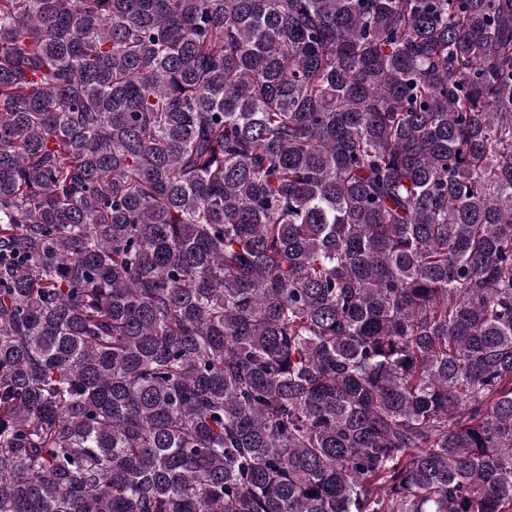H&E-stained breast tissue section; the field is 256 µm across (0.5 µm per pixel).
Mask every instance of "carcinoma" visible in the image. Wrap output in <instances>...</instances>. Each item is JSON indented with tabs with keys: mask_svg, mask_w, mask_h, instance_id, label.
<instances>
[{
	"mask_svg": "<svg viewBox=\"0 0 512 512\" xmlns=\"http://www.w3.org/2000/svg\"><path fill=\"white\" fill-rule=\"evenodd\" d=\"M0 512H512V0H0Z\"/></svg>",
	"mask_w": 512,
	"mask_h": 512,
	"instance_id": "1",
	"label": "carcinoma"
}]
</instances>
